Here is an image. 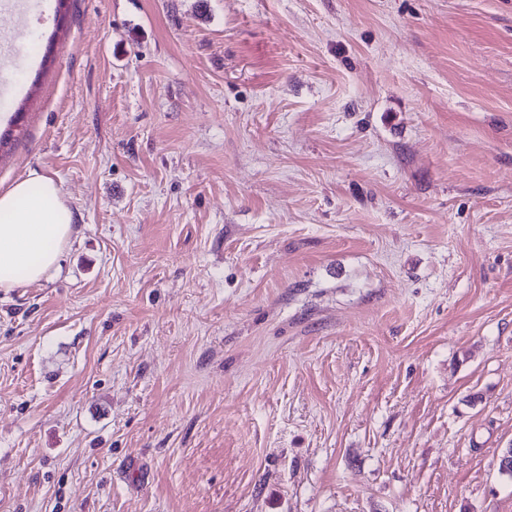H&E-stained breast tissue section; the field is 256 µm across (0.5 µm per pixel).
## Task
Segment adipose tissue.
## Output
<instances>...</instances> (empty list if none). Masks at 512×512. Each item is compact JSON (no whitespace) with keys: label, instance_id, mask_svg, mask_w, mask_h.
Wrapping results in <instances>:
<instances>
[{"label":"adipose tissue","instance_id":"1","mask_svg":"<svg viewBox=\"0 0 512 512\" xmlns=\"http://www.w3.org/2000/svg\"><path fill=\"white\" fill-rule=\"evenodd\" d=\"M75 214L57 181L31 173L0 193V289L38 282L59 266Z\"/></svg>","mask_w":512,"mask_h":512}]
</instances>
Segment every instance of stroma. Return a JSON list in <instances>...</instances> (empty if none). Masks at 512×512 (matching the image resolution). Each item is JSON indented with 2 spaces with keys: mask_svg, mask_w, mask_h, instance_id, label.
Instances as JSON below:
<instances>
[{
  "mask_svg": "<svg viewBox=\"0 0 512 512\" xmlns=\"http://www.w3.org/2000/svg\"><path fill=\"white\" fill-rule=\"evenodd\" d=\"M56 6H0V193L75 213L0 512H512V0Z\"/></svg>",
  "mask_w": 512,
  "mask_h": 512,
  "instance_id": "1",
  "label": "stroma"
}]
</instances>
